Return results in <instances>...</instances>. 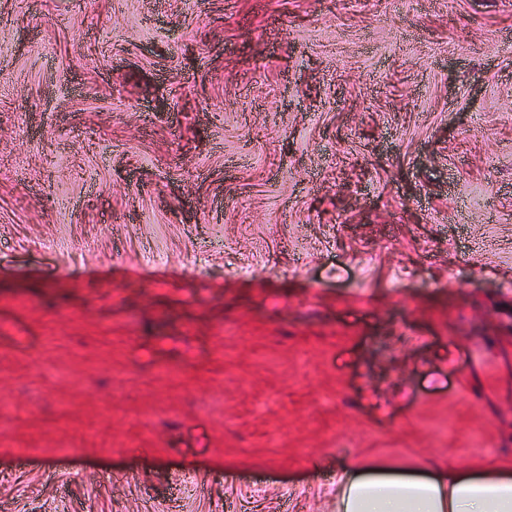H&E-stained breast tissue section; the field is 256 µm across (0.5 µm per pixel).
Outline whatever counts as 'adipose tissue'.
I'll use <instances>...</instances> for the list:
<instances>
[{"mask_svg":"<svg viewBox=\"0 0 512 512\" xmlns=\"http://www.w3.org/2000/svg\"><path fill=\"white\" fill-rule=\"evenodd\" d=\"M340 512H512V468L433 474L352 463L336 478Z\"/></svg>","mask_w":512,"mask_h":512,"instance_id":"obj_1","label":"adipose tissue"}]
</instances>
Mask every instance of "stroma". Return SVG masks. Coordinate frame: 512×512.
I'll list each match as a JSON object with an SVG mask.
<instances>
[{
  "mask_svg": "<svg viewBox=\"0 0 512 512\" xmlns=\"http://www.w3.org/2000/svg\"><path fill=\"white\" fill-rule=\"evenodd\" d=\"M512 460V0H0V512H336Z\"/></svg>",
  "mask_w": 512,
  "mask_h": 512,
  "instance_id": "1",
  "label": "stroma"
}]
</instances>
